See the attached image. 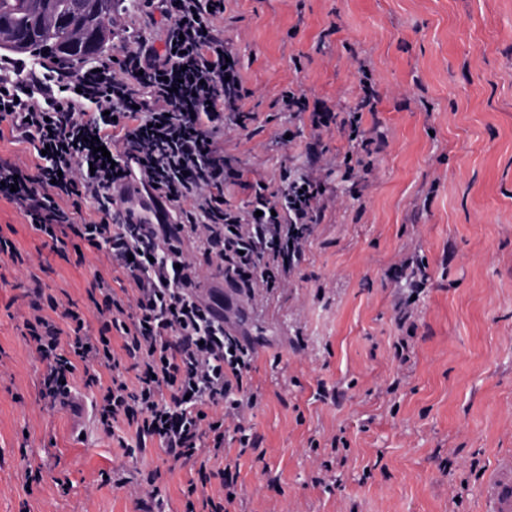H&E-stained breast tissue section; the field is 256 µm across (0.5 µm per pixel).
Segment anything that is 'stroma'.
<instances>
[{
  "mask_svg": "<svg viewBox=\"0 0 512 512\" xmlns=\"http://www.w3.org/2000/svg\"><path fill=\"white\" fill-rule=\"evenodd\" d=\"M216 23L256 115L224 137L245 178L232 207L308 142L349 149L309 114L276 111L283 90L347 112L366 67L378 92L363 120L373 171L355 186L327 175L298 277L261 304L223 287L224 326L252 351L261 397L243 426L260 447L226 441L227 490L159 445L130 451L94 420L78 433L69 411L44 408L45 365L23 327L30 278L94 331L87 290L107 261L43 245L0 198L24 259L0 267V512H141L107 476L152 471L160 512H208L229 491L230 512H485V478L512 456V0H224ZM287 128L297 138L277 145ZM407 260L424 266L416 295L390 274ZM403 307L414 331L397 323Z\"/></svg>",
  "mask_w": 512,
  "mask_h": 512,
  "instance_id": "obj_1",
  "label": "stroma"
}]
</instances>
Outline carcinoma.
Here are the masks:
<instances>
[{"instance_id": "1", "label": "carcinoma", "mask_w": 512, "mask_h": 512, "mask_svg": "<svg viewBox=\"0 0 512 512\" xmlns=\"http://www.w3.org/2000/svg\"><path fill=\"white\" fill-rule=\"evenodd\" d=\"M116 0H0V49L83 60L108 40Z\"/></svg>"}]
</instances>
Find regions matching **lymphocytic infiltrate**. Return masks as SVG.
I'll return each instance as SVG.
<instances>
[{
	"mask_svg": "<svg viewBox=\"0 0 512 512\" xmlns=\"http://www.w3.org/2000/svg\"><path fill=\"white\" fill-rule=\"evenodd\" d=\"M145 4L162 16V45L146 30L131 32L118 13L112 27L128 34L119 55L0 58V124L36 158L29 170L0 159V198L44 243L104 252L110 271L128 281L117 292L96 274L94 335L77 305L50 293L34 305L23 326L46 364L43 403L71 395L78 365L112 369L92 401L102 430L112 436L127 426L136 447L155 441L204 469L224 455L226 422L241 421L257 396L243 387L249 353L224 327L223 293L205 297L199 288L211 272L252 297L287 287L306 236L325 216L328 187L306 164L282 169L277 188L253 183L247 209L224 201L225 188L243 178L224 154V132L250 118L241 109L249 92L215 23L224 0ZM360 84L359 109L340 121L325 102L293 89L276 101L283 112H310L314 128L339 122L352 146L337 165L345 181L372 167L362 154L363 111L374 108L377 92L370 76ZM93 137L107 156H94ZM87 203L95 216H84ZM124 356L130 380L118 371Z\"/></svg>",
	"mask_w": 512,
	"mask_h": 512,
	"instance_id": "f902f5d3",
	"label": "lymphocytic infiltrate"
}]
</instances>
